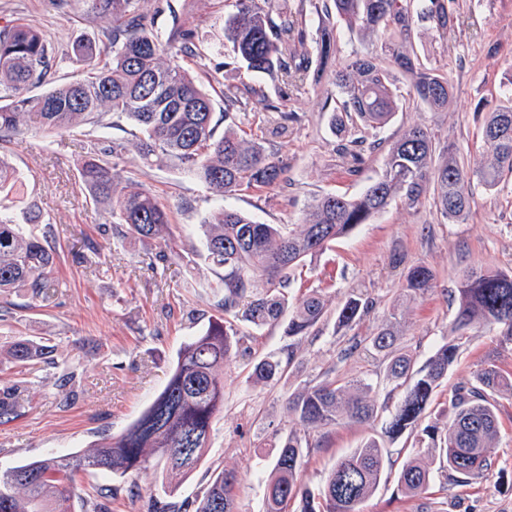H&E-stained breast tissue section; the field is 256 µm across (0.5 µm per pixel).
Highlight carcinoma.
I'll list each match as a JSON object with an SVG mask.
<instances>
[{
  "instance_id": "1",
  "label": "carcinoma",
  "mask_w": 512,
  "mask_h": 512,
  "mask_svg": "<svg viewBox=\"0 0 512 512\" xmlns=\"http://www.w3.org/2000/svg\"><path fill=\"white\" fill-rule=\"evenodd\" d=\"M454 2L315 0L318 38L312 51L299 53L296 46L307 40L303 0L286 11L275 0L261 4L235 0L236 11L224 20V38L250 71L285 82L302 81L310 73L319 83L331 58V19L352 32L376 37L382 54L356 57L332 73L339 98L331 121L340 129L347 121L377 129L389 122L404 98L390 79L393 68L408 77V95L430 111L448 107L453 85L423 62L412 38L415 24L427 21L439 38L446 39L454 27ZM138 4L139 0H69L72 10L87 17L109 15L112 24L101 30L98 42L79 39L64 53L30 21L1 26L0 134L64 131L119 114L134 127L146 165L172 164L218 196L279 185L286 167L239 132L234 94L224 96V132L217 133L210 95L182 64L196 55V31L182 26L161 33L145 23ZM86 61L92 65L79 78L55 80L63 65ZM43 84L48 85L43 93H29ZM481 135L484 153L470 166L450 150L436 154L430 129L412 127L389 145L381 177L364 192L317 197L300 223L286 228L259 222L235 209H220L203 224V245L210 263L224 271L215 287L223 291L217 306L228 319L209 323L203 333L184 343L164 389L122 434L82 453L0 469V512H69V503L77 496L73 473L92 469L124 477L153 459L166 468L164 492H175L201 462L214 420L224 408V367L251 355L236 320L261 329L276 326L286 317L285 335H311L328 313V304L318 289L292 300L295 271L396 197L415 207L430 193L443 218L454 222L464 217L473 203V177L493 190L504 176L512 175V92L506 103L488 113ZM365 143V137L353 134L340 144L341 153L352 162L348 172H358L369 159ZM122 149V143L113 142L101 154L90 153L79 169L81 181L92 202L107 210L127 233L165 242L169 213L149 188L131 179L123 193L116 195L112 190L108 156ZM19 182L15 167L0 157V292L25 288L34 296L48 297V274L55 260L51 241L46 235L25 231L7 216ZM435 288V272L418 263L404 274L401 295L414 300ZM454 299L452 332L497 326L503 341L512 344V272L470 267L459 276ZM373 309L372 300L348 294L336 308L337 328H351ZM400 333L398 313L392 311L372 335L349 338L339 352L341 360L361 351L390 356L389 380L407 383L394 406L376 405L368 383L356 380L339 385L327 377L288 398V413L308 431L368 424L380 409L390 415L385 428L389 439L415 428L455 362L458 345L452 340L442 343L426 365L416 369L409 352L393 354ZM45 350L19 340L9 349L8 358H0V366L40 360ZM284 371L281 360L265 357L253 363L251 377L268 383ZM506 392L512 393V376L487 361L477 370L474 382L455 389L448 423L423 428L445 478L465 483L491 469L489 449L499 432L497 397ZM24 403L21 388H0V424L21 416ZM385 456L384 441L369 437L338 459L324 484L311 490L302 487L300 480L302 437L291 430L279 440L270 471L263 473L264 512H361V505L379 485ZM432 479L431 462L409 457L399 471L398 486L405 495L415 497L429 489ZM236 484L235 474L222 471L201 496L179 504L156 500L152 512H239Z\"/></svg>"
}]
</instances>
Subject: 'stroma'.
<instances>
[{
	"mask_svg": "<svg viewBox=\"0 0 512 512\" xmlns=\"http://www.w3.org/2000/svg\"><path fill=\"white\" fill-rule=\"evenodd\" d=\"M139 8L156 28H169L177 19L197 31V55L190 67L210 94L215 115L224 112L225 90L238 89L240 130L282 160L287 172L272 190L220 198L174 166L143 164L129 123L118 118L108 128L86 124L61 133L30 131L0 139V154L21 177L13 219L23 223L25 208L38 207L41 227L56 247L50 275L54 296L35 298L24 290L0 295L1 349L23 339L54 348L49 362L0 371V388L21 386L26 398L22 416L0 424V468L85 451L121 434L160 393L183 343L222 316L210 288L218 272L200 243V226L214 211L224 206L267 224H294L315 197L358 195L383 172L384 153L379 150L358 173L348 174L331 111L323 106L335 95L334 86L308 78L301 91L292 93L283 82L248 70L235 56L224 38V19L234 12L235 0H140ZM454 10L455 28L448 40H440L426 21L417 23L413 36L418 55L447 73L454 85L447 109L432 112L406 99L383 128L363 129L367 141L384 146L407 129L425 125L439 149H453L467 161L482 155L484 119L505 102V91L512 87V0H455ZM13 17L34 22L62 50L80 36L98 39L110 24L106 17L62 11L56 0H0V22ZM379 47L375 39L334 28L331 64L377 53ZM257 90L296 113V121L282 134L272 135L277 115L257 102ZM113 141L123 145L111 159L115 192L133 178L167 205L177 258L159 261L157 241L122 233L91 202L78 168L85 155ZM418 262L436 272L438 286L426 297L398 305L404 272ZM473 265L512 271V181L491 191L476 186L469 215L455 224L440 216L432 198L415 207L393 201L333 242L302 272V290H324L331 308L313 335L298 339L285 336L279 326L258 330L240 322L252 355L225 368L224 411L213 424L200 465L172 495H165L163 475L152 465L123 478L80 472L76 483L82 495L72 501L71 512H84V497L101 487L110 490L106 512H150L157 500L194 499L223 470L240 477V512H262L265 485L257 462L273 460L275 443L285 431L296 429L286 402L305 383L329 373L341 381L367 379L380 403L403 394L387 378V359L363 352L338 361L345 335L336 330L334 307L353 290L374 301L373 312L349 333L362 338L373 333L393 306H400L404 319L397 348L412 351L422 366L449 338L457 277ZM289 353L294 360L281 376L265 384L253 382L255 360ZM486 361L512 375V346L489 327L463 337L456 361L425 412L426 423L451 418L454 389L471 383ZM70 371L76 374L71 388L65 384ZM498 402L499 434L490 450V471L466 485L437 476L426 494L405 497L397 487L400 465L408 452L427 450L422 432L408 431L388 443L378 488L362 512H512V397L501 396ZM388 420L382 412L370 428L339 426L311 433L303 484L320 485L339 457L367 437H382Z\"/></svg>",
	"mask_w": 512,
	"mask_h": 512,
	"instance_id": "35a3bbf8",
	"label": "stroma"
}]
</instances>
